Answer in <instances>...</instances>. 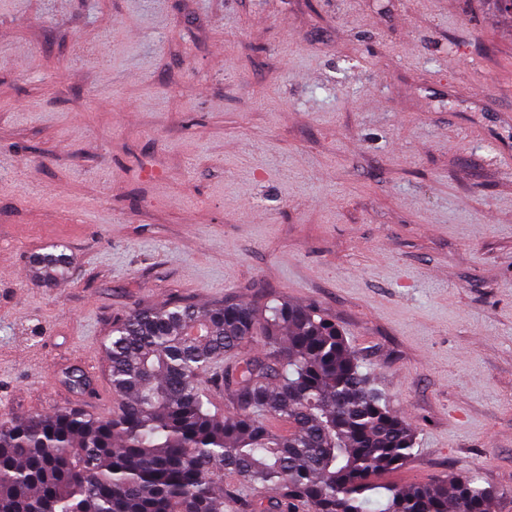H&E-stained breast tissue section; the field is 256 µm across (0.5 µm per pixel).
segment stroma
Returning <instances> with one entry per match:
<instances>
[{
	"label": "stroma",
	"mask_w": 512,
	"mask_h": 512,
	"mask_svg": "<svg viewBox=\"0 0 512 512\" xmlns=\"http://www.w3.org/2000/svg\"><path fill=\"white\" fill-rule=\"evenodd\" d=\"M281 297L336 319L415 428L388 483L512 490V20L0 0V416L107 413L128 312ZM48 247L51 250L36 255L32 263L34 273L47 286L54 288L66 278L71 262L63 245L53 244Z\"/></svg>",
	"instance_id": "35a3bbf8"
}]
</instances>
